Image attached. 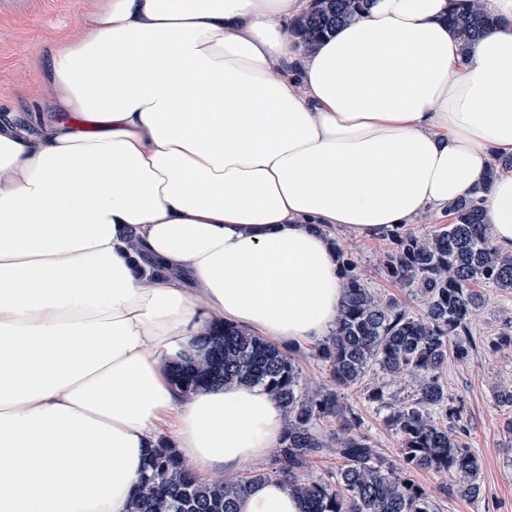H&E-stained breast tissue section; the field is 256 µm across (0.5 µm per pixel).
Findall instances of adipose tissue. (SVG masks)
<instances>
[{
    "instance_id": "1",
    "label": "adipose tissue",
    "mask_w": 512,
    "mask_h": 512,
    "mask_svg": "<svg viewBox=\"0 0 512 512\" xmlns=\"http://www.w3.org/2000/svg\"><path fill=\"white\" fill-rule=\"evenodd\" d=\"M451 4L370 0L305 55L303 0H98L50 48L38 133L0 127V512H129L160 438L214 481L277 446L262 388L186 395L166 364L224 323L327 336L322 227L380 235L512 155V0L466 58ZM486 210L511 255L512 169ZM238 512L304 504L272 479Z\"/></svg>"
}]
</instances>
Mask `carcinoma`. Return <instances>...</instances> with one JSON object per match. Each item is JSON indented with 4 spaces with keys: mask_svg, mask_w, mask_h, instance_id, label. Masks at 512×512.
Returning a JSON list of instances; mask_svg holds the SVG:
<instances>
[{
    "mask_svg": "<svg viewBox=\"0 0 512 512\" xmlns=\"http://www.w3.org/2000/svg\"><path fill=\"white\" fill-rule=\"evenodd\" d=\"M368 3L311 0L292 28L309 53L337 27L361 16ZM446 21L464 55L499 24L484 0H455ZM508 169L512 157L496 159L478 191L451 207V222L432 233H389L392 247L380 259L382 272L422 296L421 316L376 296L360 276L355 257L338 249L342 310L336 327L316 350L336 389L303 386L299 366L286 350L229 325L208 329L199 338L198 352L172 366L184 393L236 382L260 387L279 400L288 424L275 448V474L288 480L304 512H437L433 493L411 478L418 469L452 473L459 480L460 495L480 497L481 463L464 439L461 409L449 397L440 370L450 356L457 362L470 356L471 322L482 302L473 286L512 291V255H502L494 246L485 210L493 177ZM370 372L382 379L369 389L367 399L382 408L390 407L385 378L406 375L419 380L416 393L386 417L401 444L398 468L377 454L368 436L359 432V413L341 402L340 390ZM333 416L341 418L344 430L333 448L339 461L336 472L307 478L309 459L329 448L318 425ZM269 479L267 472L251 471L200 482L176 451L159 441L137 482L130 512H238L241 497Z\"/></svg>",
    "mask_w": 512,
    "mask_h": 512,
    "instance_id": "obj_1",
    "label": "carcinoma"
}]
</instances>
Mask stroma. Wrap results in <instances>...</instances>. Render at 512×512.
Here are the masks:
<instances>
[{
	"label": "stroma",
	"mask_w": 512,
	"mask_h": 512,
	"mask_svg": "<svg viewBox=\"0 0 512 512\" xmlns=\"http://www.w3.org/2000/svg\"><path fill=\"white\" fill-rule=\"evenodd\" d=\"M96 0H0V122L10 120L36 129L37 113L46 111L50 88L42 74V62L52 43L72 40L81 33L82 21ZM327 234L356 257L359 270L369 288L397 302L411 313L423 311L418 295L407 287L382 277L378 257L391 245L388 236L371 240L355 238L340 228ZM483 302L477 309L472 328L475 345L468 361H448L441 376L448 394L463 406L466 440L481 463L478 500L461 497L451 490L449 475L432 470L414 471L413 479L438 495L441 512H512V434L504 431L511 416L499 406L494 389L512 387V347L496 349L492 343L512 322V294L481 287ZM367 374L358 384L345 390L342 401L361 415L360 430L367 435L379 455L399 464V441L384 424L387 409L368 403L367 390L374 381ZM449 494H440L442 486Z\"/></svg>",
	"instance_id": "obj_1"
}]
</instances>
